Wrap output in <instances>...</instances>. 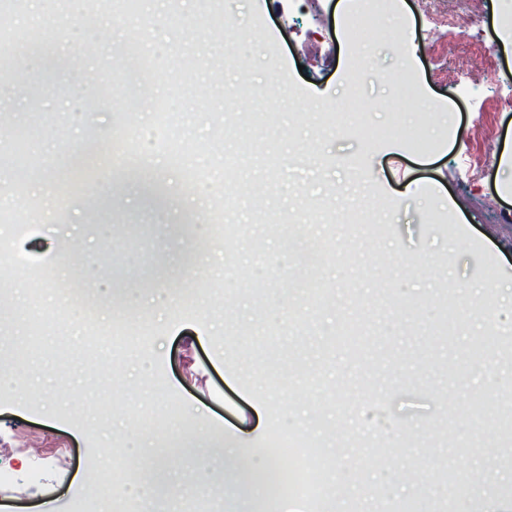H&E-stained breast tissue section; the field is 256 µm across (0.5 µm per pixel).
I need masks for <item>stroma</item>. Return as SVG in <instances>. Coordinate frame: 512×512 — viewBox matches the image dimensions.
I'll use <instances>...</instances> for the list:
<instances>
[{
  "label": "stroma",
  "mask_w": 512,
  "mask_h": 512,
  "mask_svg": "<svg viewBox=\"0 0 512 512\" xmlns=\"http://www.w3.org/2000/svg\"><path fill=\"white\" fill-rule=\"evenodd\" d=\"M373 0H53L71 13L52 34L24 28L31 0H0V70L65 49L69 77L32 96L0 82V225L24 263L0 264V289L21 303L0 342L25 353L0 376V512H73L96 496L130 500L163 466L183 491L160 512H280L279 494L224 479L228 430L253 418L256 386L275 395L266 432H305L310 410L326 455L349 441L344 512H396L392 475L412 474L426 512H501L512 487V442L500 428L512 400V49L498 17L512 0H395L382 27L362 23ZM412 47L419 101L401 112L394 81ZM145 51L163 93L149 120L122 112L123 57ZM107 68L106 107L80 110L72 80ZM358 96L361 111L336 117ZM44 122L29 139L26 178L11 144L32 105ZM172 141L165 179L177 195L148 211L127 182L96 224L87 199L116 170L150 165L154 133ZM424 125L429 147L391 152L382 130ZM107 154L79 166L90 138ZM490 155L474 171L470 157ZM53 181L61 201L47 222L26 182ZM421 194L404 198L406 184ZM444 200H435L430 183ZM196 215L201 251L169 227ZM298 224L299 237L268 233ZM317 261L322 303L292 291L300 252ZM125 286L111 322L88 284ZM215 328L210 340L195 329ZM126 337L121 355L112 339ZM482 344L476 365L462 352ZM158 413L155 432L137 411ZM481 498H469L477 481Z\"/></svg>",
  "instance_id": "stroma-1"
}]
</instances>
